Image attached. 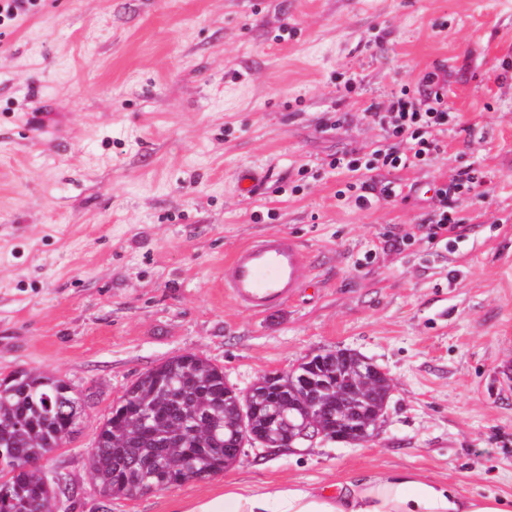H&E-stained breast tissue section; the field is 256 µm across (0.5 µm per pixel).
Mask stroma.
<instances>
[{"instance_id": "stroma-1", "label": "stroma", "mask_w": 512, "mask_h": 512, "mask_svg": "<svg viewBox=\"0 0 512 512\" xmlns=\"http://www.w3.org/2000/svg\"><path fill=\"white\" fill-rule=\"evenodd\" d=\"M431 92L439 153L381 167L410 147L394 102ZM470 168L448 248L422 225L429 189ZM245 169L263 175L249 196ZM270 232L318 263L255 315L224 262ZM329 349L393 380L369 444H248L223 474L100 496L87 453L147 370L197 354L245 392ZM16 369L85 406L40 467L67 488L59 512H180L233 482L375 468L512 496V0H37L1 24L0 374Z\"/></svg>"}]
</instances>
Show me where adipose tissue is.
Wrapping results in <instances>:
<instances>
[{
  "label": "adipose tissue",
  "mask_w": 512,
  "mask_h": 512,
  "mask_svg": "<svg viewBox=\"0 0 512 512\" xmlns=\"http://www.w3.org/2000/svg\"><path fill=\"white\" fill-rule=\"evenodd\" d=\"M180 512H512V497L472 495L458 483L425 481L403 469H372L323 487L235 485L187 500Z\"/></svg>",
  "instance_id": "1"
}]
</instances>
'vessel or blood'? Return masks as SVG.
<instances>
[{"instance_id": "b4317fda", "label": "vessel or blood", "mask_w": 512, "mask_h": 512, "mask_svg": "<svg viewBox=\"0 0 512 512\" xmlns=\"http://www.w3.org/2000/svg\"><path fill=\"white\" fill-rule=\"evenodd\" d=\"M313 258L294 239L269 234L239 247L224 265V291L255 314L277 309L302 288Z\"/></svg>"}]
</instances>
